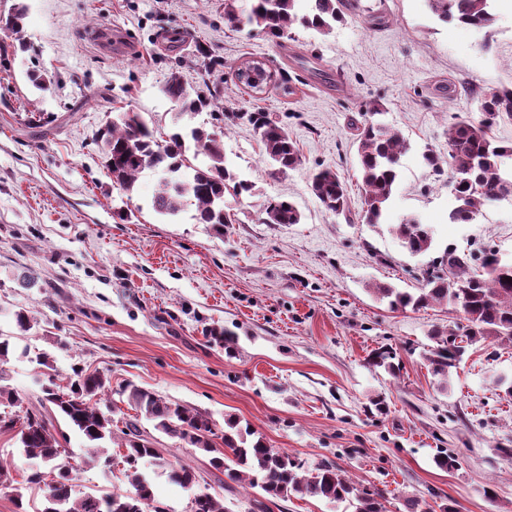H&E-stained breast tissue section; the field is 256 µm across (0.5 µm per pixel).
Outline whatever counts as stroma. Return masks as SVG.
<instances>
[{
    "instance_id": "stroma-1",
    "label": "stroma",
    "mask_w": 512,
    "mask_h": 512,
    "mask_svg": "<svg viewBox=\"0 0 512 512\" xmlns=\"http://www.w3.org/2000/svg\"><path fill=\"white\" fill-rule=\"evenodd\" d=\"M348 2L331 33L297 25L275 41L225 21L224 0H0V16L25 7L20 34L0 28V334L53 353V374L103 368L113 384L133 381L219 424L236 419L308 464L334 462L381 494L386 512H406L409 498L428 512H512V343L468 347L440 384L425 356L453 314L393 312L371 291L420 287L449 246L512 257V200L451 223L452 169L433 172L423 159L446 152L457 119L477 117L479 92L512 87V0H493L495 20L480 32L438 21L429 0ZM23 40L34 54L19 52ZM245 58L263 61L274 85L257 95L241 84ZM34 66L48 91L28 81ZM174 72L217 91L218 108L177 116L164 93ZM375 105L408 149L383 223L369 224L351 122ZM127 111L166 134L202 124L222 136L254 185L226 196L223 234L198 223L190 202L177 218L156 215V172H142L130 198L113 184L98 134ZM230 112L272 113L300 165L269 166ZM323 168L346 181L349 216L313 195L309 178ZM278 195L300 223H264ZM410 217L431 226L432 252L412 255L391 234ZM20 309L34 319L23 335ZM213 325L235 336L234 355L207 342ZM381 346L396 352V371L369 366ZM40 381L36 364L12 357L8 383L23 407L36 406ZM156 439L226 512H252L253 491H225L208 453ZM443 452L454 469L436 465Z\"/></svg>"
}]
</instances>
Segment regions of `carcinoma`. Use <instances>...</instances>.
Returning a JSON list of instances; mask_svg holds the SVG:
<instances>
[{
    "mask_svg": "<svg viewBox=\"0 0 512 512\" xmlns=\"http://www.w3.org/2000/svg\"><path fill=\"white\" fill-rule=\"evenodd\" d=\"M491 2L429 0L438 20L478 32L493 21ZM343 9L344 0H310L308 11L300 15L296 0H251L246 23L276 39L287 36L297 23L327 34L343 21ZM165 93L182 113L201 112L214 104L213 98L189 87L177 73L169 77ZM480 112L478 120L460 119L448 128V163L454 174L451 187L457 202L449 212L453 223H470L484 207L512 199V142L494 135L499 121L512 119V89L482 93ZM381 114L383 108L376 105L369 110L368 118L352 123L369 224L379 223L397 185L400 159L407 149L405 138L396 129L374 119ZM246 123L262 144L269 165L279 170L300 165L297 143L268 113L250 112ZM100 142L108 174L127 194L133 193L140 173L153 170L161 174L151 200L155 213L175 217L190 200L196 206L197 222L210 225L220 235L224 234V225L231 223L224 210L225 193L242 196L254 188L227 162L222 138L203 125L180 129L163 138L138 120L137 113L122 112L101 132ZM310 188L326 210L338 215L350 212L348 187L337 172L322 169L314 173ZM265 214L266 224H298L302 219L297 206L282 198L270 200ZM392 231L413 255L433 248V232L427 224L409 219L394 225ZM374 292L391 311L439 304L464 320L433 333L436 347L429 351L427 361L433 375L445 383L464 354V346L457 342L459 336L472 340L492 337L512 343V260L500 257L495 250L476 255L450 246L423 271L422 287L416 291L379 284ZM12 357L10 337L1 335L0 406L15 407L19 402L5 384L6 365ZM41 392L40 411L0 414V434L11 435L26 460L23 481L43 493L41 512H145L151 506L153 512H165L156 505L149 475L142 469L144 463L191 492L188 512H226L215 496L199 489L202 477L191 465L166 458L163 449L155 446L141 425L143 418L155 430L214 454L211 464L224 473L226 488L245 482L274 499L311 497L329 503L346 502L353 512H383L375 494L360 489L335 464L323 461L310 467L268 446L261 437L249 442L232 419L227 420V430L220 435L208 413L167 400L131 381L114 390L111 378L97 368L74 364L63 378L48 377ZM114 393L136 411L118 433L114 430ZM57 414L87 442L83 463L88 468L111 467L109 444L117 443L127 465L126 490L102 495L77 490L74 466L63 458L67 451L61 441L68 437L54 424Z\"/></svg>",
    "mask_w": 512,
    "mask_h": 512,
    "instance_id": "obj_1",
    "label": "carcinoma"
}]
</instances>
